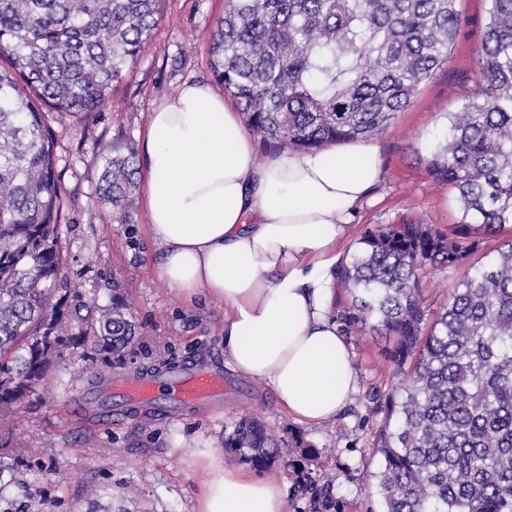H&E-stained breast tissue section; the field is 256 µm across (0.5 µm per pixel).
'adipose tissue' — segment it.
<instances>
[{"label": "adipose tissue", "instance_id": "1", "mask_svg": "<svg viewBox=\"0 0 512 512\" xmlns=\"http://www.w3.org/2000/svg\"><path fill=\"white\" fill-rule=\"evenodd\" d=\"M146 222L158 281L224 301V356L263 379L294 421L332 420L357 374L334 319L353 220L380 174L376 145L282 150L257 162L238 112L184 83L150 114ZM208 478L194 512H285L283 486L195 448Z\"/></svg>", "mask_w": 512, "mask_h": 512}]
</instances>
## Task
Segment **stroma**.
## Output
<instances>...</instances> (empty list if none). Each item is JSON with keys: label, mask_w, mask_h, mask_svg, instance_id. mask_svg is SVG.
I'll use <instances>...</instances> for the list:
<instances>
[{"label": "stroma", "mask_w": 512, "mask_h": 512, "mask_svg": "<svg viewBox=\"0 0 512 512\" xmlns=\"http://www.w3.org/2000/svg\"><path fill=\"white\" fill-rule=\"evenodd\" d=\"M488 8L489 0H457L460 26L447 62L376 137L381 177L356 218L355 237L406 220L446 233L459 224L455 193L429 175L426 161L447 113L477 91ZM223 11L224 0H167L151 45L112 92L115 107L48 113L65 198L59 246L68 305L122 303L135 334L108 365L85 349H64L49 371L50 391L35 389L14 421L0 426V512H192L206 474L192 465L191 446L223 447L226 423L241 417L287 442L281 460L256 470L283 483L286 512H383L374 479L383 457L375 443L384 421L379 404L400 381L391 360L395 337L381 334L372 320L348 334L358 376L350 402L330 422L297 423L263 381L226 367L223 300L189 302L158 282L143 190L130 208L94 206L105 154L143 156L154 106L183 83H213L209 36ZM463 274L460 267L420 270L429 314L441 311ZM186 361L223 368L229 385L222 403L174 415L140 410L102 427L74 408L98 370L118 377Z\"/></svg>", "instance_id": "35a3bbf8"}]
</instances>
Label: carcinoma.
<instances>
[{
  "mask_svg": "<svg viewBox=\"0 0 512 512\" xmlns=\"http://www.w3.org/2000/svg\"><path fill=\"white\" fill-rule=\"evenodd\" d=\"M166 0H0V418L48 377L64 348L67 288L58 248L63 190L45 108L88 114L150 44ZM210 68L247 126L319 150L384 133L448 60L457 0H226ZM478 94L448 113L427 168L455 192L462 220L380 224L342 271L352 328L398 337L403 381L385 403L376 475L384 512H512V241L473 266L423 332L418 266L452 269L512 224V0H489ZM134 157L106 156L96 203L129 207ZM105 359L133 334L122 307L99 309ZM224 447L256 466L276 459L263 425L225 426Z\"/></svg>",
  "mask_w": 512,
  "mask_h": 512,
  "instance_id": "cac0c4a2",
  "label": "carcinoma"
}]
</instances>
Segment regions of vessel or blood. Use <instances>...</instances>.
I'll return each instance as SVG.
<instances>
[{
    "mask_svg": "<svg viewBox=\"0 0 512 512\" xmlns=\"http://www.w3.org/2000/svg\"><path fill=\"white\" fill-rule=\"evenodd\" d=\"M226 382L221 369L186 362L164 372L135 380L117 379L101 386L97 393V424L112 421V399L121 397L127 407L176 409L193 403L209 405L224 396Z\"/></svg>",
    "mask_w": 512,
    "mask_h": 512,
    "instance_id": "1",
    "label": "vessel or blood"
}]
</instances>
